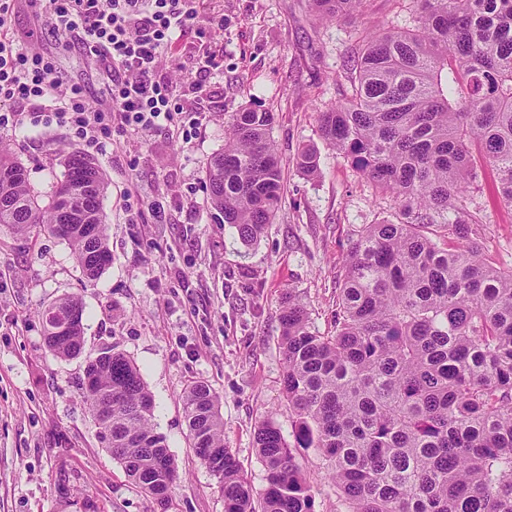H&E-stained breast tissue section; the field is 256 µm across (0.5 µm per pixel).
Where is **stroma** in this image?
I'll use <instances>...</instances> for the list:
<instances>
[{
    "label": "stroma",
    "instance_id": "1",
    "mask_svg": "<svg viewBox=\"0 0 512 512\" xmlns=\"http://www.w3.org/2000/svg\"><path fill=\"white\" fill-rule=\"evenodd\" d=\"M193 30L175 40L164 67L174 83L199 56L214 68L204 88L209 114L190 143L167 131H114L96 155L108 181L102 206L111 261L88 281L68 243L36 225L0 227V512H224L216 480L191 447L182 396L195 381L217 393L224 442L255 489L265 468L254 435L273 420L285 440L293 418L282 393L278 346L285 294L319 332L332 330L345 260L364 225L392 221L390 197L320 136L317 115L352 93L343 63L376 27H413L411 0H367L362 12L315 20L305 0H196ZM11 32L40 44L56 70L83 86L90 108L105 101L106 62H90L48 31L45 16L14 0ZM273 112L271 136L284 173L281 206L256 243L209 206L205 166L224 147L243 106ZM0 143L48 192L69 152H84L68 128L0 129ZM316 151L319 173L295 158ZM475 238L498 267L512 269V209L492 174L464 199ZM72 296L84 305V349L53 355L39 314ZM116 347L139 367L154 401L152 423L180 474L165 503L142 493L101 443L81 383L90 358ZM316 512H346L321 459L303 454Z\"/></svg>",
    "mask_w": 512,
    "mask_h": 512
}]
</instances>
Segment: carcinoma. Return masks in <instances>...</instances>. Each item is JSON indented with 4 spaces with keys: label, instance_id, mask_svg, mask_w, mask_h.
<instances>
[{
    "label": "carcinoma",
    "instance_id": "cac0c4a2",
    "mask_svg": "<svg viewBox=\"0 0 512 512\" xmlns=\"http://www.w3.org/2000/svg\"><path fill=\"white\" fill-rule=\"evenodd\" d=\"M321 21L352 15L363 0H308ZM417 25L369 36L346 70L350 98L318 113L326 144L392 195L398 219L365 225L353 244L333 331L312 327L284 297L280 348L294 443L265 421L255 447L266 468L256 491L224 446L219 398L197 381L184 392L196 457L217 479L224 512H316L299 450H313L346 512H512V271L472 238L478 220L462 201L497 174L512 207V0H418ZM273 113H233L224 150L206 165L211 208L253 243L272 222L283 170ZM44 197L0 143V226L41 224L65 239L89 281L109 261L95 160L71 153ZM296 167L318 173L316 152ZM83 199L61 223L64 197ZM84 307L65 297L41 311L47 348L74 358L84 347ZM91 421L112 459L144 493L164 500L179 478L151 424L153 401L124 353L89 360Z\"/></svg>",
    "mask_w": 512,
    "mask_h": 512
}]
</instances>
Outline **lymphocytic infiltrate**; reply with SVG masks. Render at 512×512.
<instances>
[{
  "instance_id": "obj_1",
  "label": "lymphocytic infiltrate",
  "mask_w": 512,
  "mask_h": 512,
  "mask_svg": "<svg viewBox=\"0 0 512 512\" xmlns=\"http://www.w3.org/2000/svg\"><path fill=\"white\" fill-rule=\"evenodd\" d=\"M47 13L55 37L76 45L91 60H107L112 75L107 104L88 107L84 90L56 72L34 44L9 38L13 0H0V128L19 124L9 104L30 107L31 125L56 122L71 128L93 150L106 152L114 125L150 131L165 127L185 140L202 123L203 104L184 107L161 76V64L176 35L189 31L196 13L191 0H28Z\"/></svg>"
}]
</instances>
